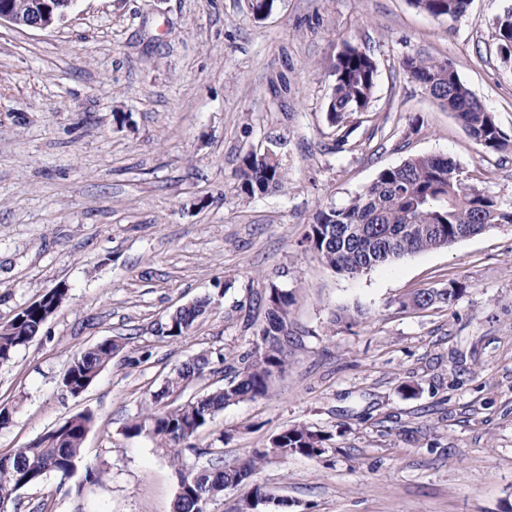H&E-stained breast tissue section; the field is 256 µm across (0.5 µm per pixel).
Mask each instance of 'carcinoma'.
Returning a JSON list of instances; mask_svg holds the SVG:
<instances>
[{"label": "carcinoma", "instance_id": "1", "mask_svg": "<svg viewBox=\"0 0 512 512\" xmlns=\"http://www.w3.org/2000/svg\"><path fill=\"white\" fill-rule=\"evenodd\" d=\"M470 0H414L416 7L433 17L462 15ZM501 51L512 53V6L495 22ZM402 68L417 84L430 88V97L451 112L469 137L487 152L512 149L492 112L461 81L453 63L415 54L402 60ZM333 77L327 104L331 125L341 126L347 115L370 107L377 85V66L366 51L345 46L331 65ZM459 165L445 156H419L382 169L360 194L338 207L320 208L305 241L331 268L358 276L375 266L408 254L447 247L478 235L494 224H512V206L507 208L489 191L467 179L450 176ZM288 172L278 154L249 152L242 159L237 178L246 196L281 189ZM461 289L421 290L402 306L427 309L448 304ZM68 299V289L52 288L50 297L38 309L27 308L11 319V327L0 331V365H8L15 352L31 342L46 322ZM294 297L271 288L257 295L255 304L265 308V320L258 328L254 346L239 358V366H228L224 387L187 399L168 402V395L184 393L203 380L211 370L210 352L201 351L178 366L141 410L127 420L123 433L128 438L148 437L163 451L186 447L197 457H208V465L195 468L177 451L171 467L177 478L173 512H204L202 501L216 500L229 489L247 488L243 501L257 502L265 494L256 479L272 456L299 454L318 459L327 451L328 436L305 425L286 428L270 440V446L255 449L240 463H225L221 448H195L189 441L224 408L245 400H257L270 392L275 376L288 364L295 333L288 322V308ZM211 299L200 298L191 306L167 315L158 333L168 339L183 338L208 311ZM124 345L102 339L75 354L68 362L61 383L70 394L89 387L106 369ZM94 423L90 412L77 413L25 446L0 456V500L13 503L16 494L36 486L53 473L61 482L71 480L81 467L83 445ZM102 471L84 467L75 483L82 494L84 483L98 484Z\"/></svg>", "mask_w": 512, "mask_h": 512}]
</instances>
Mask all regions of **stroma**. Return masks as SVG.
I'll return each instance as SVG.
<instances>
[{
	"instance_id": "obj_1",
	"label": "stroma",
	"mask_w": 512,
	"mask_h": 512,
	"mask_svg": "<svg viewBox=\"0 0 512 512\" xmlns=\"http://www.w3.org/2000/svg\"><path fill=\"white\" fill-rule=\"evenodd\" d=\"M512 0L455 19L412 0H75L48 30L0 25V322L64 284L67 302L0 367V456L87 410L84 460L101 483L76 495L48 476L16 512H173L167 454L125 422L191 355H240L252 292L292 293L299 342L266 398L219 412L192 443L234 462L283 429L328 435L321 458H271L258 481L290 512H512V224L440 249L336 273L307 248L317 210L387 167L447 155L512 204V150L488 153L401 67L450 60L512 138V63L494 21ZM352 45L378 78L367 111L332 127L329 67ZM275 150L279 191L252 198L236 171ZM450 304L402 307L423 289ZM210 311L178 340L158 322ZM353 323L337 321L339 313ZM125 349L80 396L61 376L104 338ZM212 301L208 297L200 298L191 303L190 307L179 308L169 313L165 322L160 325L158 333L161 338L178 339L188 335L195 323L208 311Z\"/></svg>"
}]
</instances>
